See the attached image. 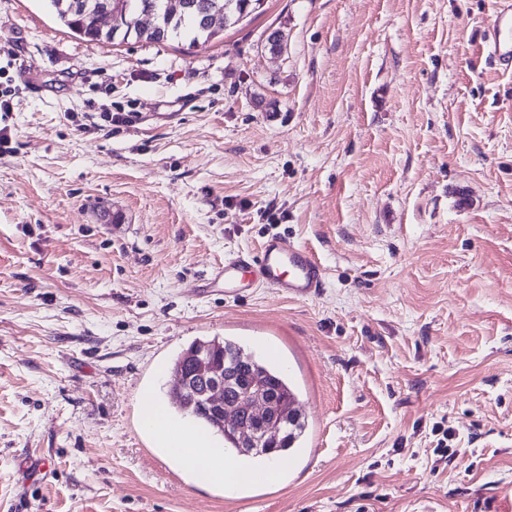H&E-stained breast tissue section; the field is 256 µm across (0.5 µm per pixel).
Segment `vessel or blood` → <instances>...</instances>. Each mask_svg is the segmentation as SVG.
<instances>
[{"label": "vessel or blood", "mask_w": 512, "mask_h": 512, "mask_svg": "<svg viewBox=\"0 0 512 512\" xmlns=\"http://www.w3.org/2000/svg\"><path fill=\"white\" fill-rule=\"evenodd\" d=\"M485 44L498 66L512 71V0H491ZM325 281V269L310 249L273 234L264 239L258 252L226 255L222 264L209 271L204 285L223 289L225 297L235 299L259 288L304 298L318 294Z\"/></svg>", "instance_id": "vessel-or-blood-1"}]
</instances>
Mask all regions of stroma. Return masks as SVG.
<instances>
[{
  "instance_id": "35a3bbf8",
  "label": "stroma",
  "mask_w": 512,
  "mask_h": 512,
  "mask_svg": "<svg viewBox=\"0 0 512 512\" xmlns=\"http://www.w3.org/2000/svg\"><path fill=\"white\" fill-rule=\"evenodd\" d=\"M489 10L264 0L192 47L0 0V512H512V74ZM271 233L319 258L320 294L202 290ZM214 336L296 387L279 483L201 487L139 429L142 392Z\"/></svg>"
}]
</instances>
